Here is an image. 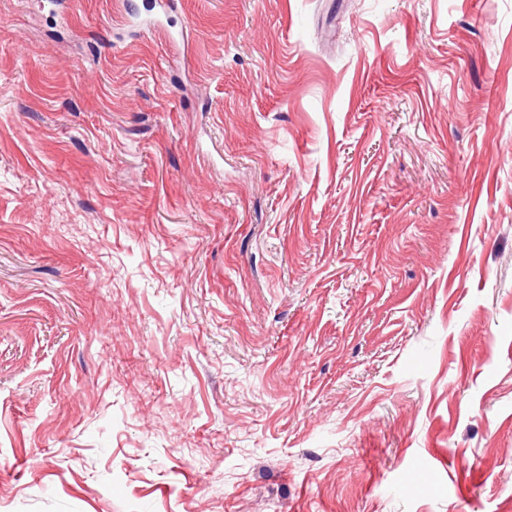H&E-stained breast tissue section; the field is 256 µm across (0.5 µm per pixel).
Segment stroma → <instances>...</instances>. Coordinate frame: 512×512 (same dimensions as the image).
Instances as JSON below:
<instances>
[{"label": "stroma", "mask_w": 512, "mask_h": 512, "mask_svg": "<svg viewBox=\"0 0 512 512\" xmlns=\"http://www.w3.org/2000/svg\"><path fill=\"white\" fill-rule=\"evenodd\" d=\"M0 0V512H512V0Z\"/></svg>", "instance_id": "stroma-1"}]
</instances>
